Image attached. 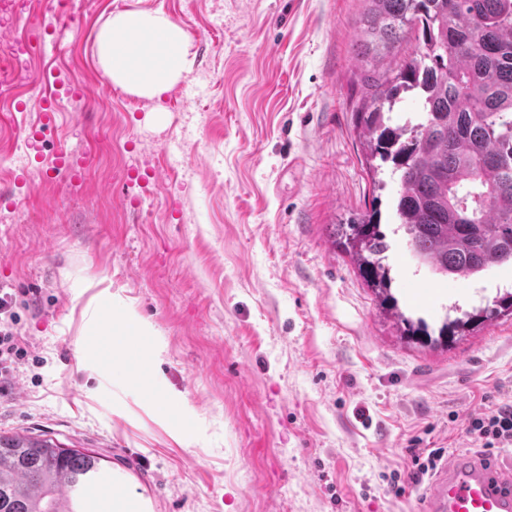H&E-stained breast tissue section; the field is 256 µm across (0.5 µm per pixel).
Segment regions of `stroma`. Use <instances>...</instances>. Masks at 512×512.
<instances>
[{
  "instance_id": "obj_1",
  "label": "stroma",
  "mask_w": 512,
  "mask_h": 512,
  "mask_svg": "<svg viewBox=\"0 0 512 512\" xmlns=\"http://www.w3.org/2000/svg\"><path fill=\"white\" fill-rule=\"evenodd\" d=\"M365 0H14L0 22L58 41L0 105V289L31 360L0 396V433L109 457L147 512H424L410 449L469 448L472 413L512 403V318L448 346L401 337L337 226L380 200L400 309L438 330L492 305L512 266L459 281L417 268L368 176L353 114ZM162 11L192 73L162 99L106 80L96 37L121 11ZM83 88L41 143L51 73ZM77 180H47L57 147ZM147 331L102 358L103 322ZM168 416H159L155 398Z\"/></svg>"
}]
</instances>
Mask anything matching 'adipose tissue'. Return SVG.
Listing matches in <instances>:
<instances>
[{
	"label": "adipose tissue",
	"mask_w": 512,
	"mask_h": 512,
	"mask_svg": "<svg viewBox=\"0 0 512 512\" xmlns=\"http://www.w3.org/2000/svg\"><path fill=\"white\" fill-rule=\"evenodd\" d=\"M185 30L163 12L116 13L97 35L104 73L122 89L161 98L194 66Z\"/></svg>",
	"instance_id": "1"
}]
</instances>
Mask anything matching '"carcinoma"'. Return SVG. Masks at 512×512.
<instances>
[{
  "mask_svg": "<svg viewBox=\"0 0 512 512\" xmlns=\"http://www.w3.org/2000/svg\"><path fill=\"white\" fill-rule=\"evenodd\" d=\"M357 56L365 71L356 130L369 172L388 164L399 177L397 230L418 266L465 280L512 263V0H368ZM414 49L403 55V43ZM406 97L420 111L404 121ZM377 205L349 217L339 244L401 335L433 342L424 320L400 311L385 263L390 244ZM493 306L445 318L446 345L500 316ZM104 457L45 435H0V512H100L82 491Z\"/></svg>",
  "mask_w": 512,
  "mask_h": 512,
  "instance_id": "cac0c4a2",
  "label": "carcinoma"
}]
</instances>
